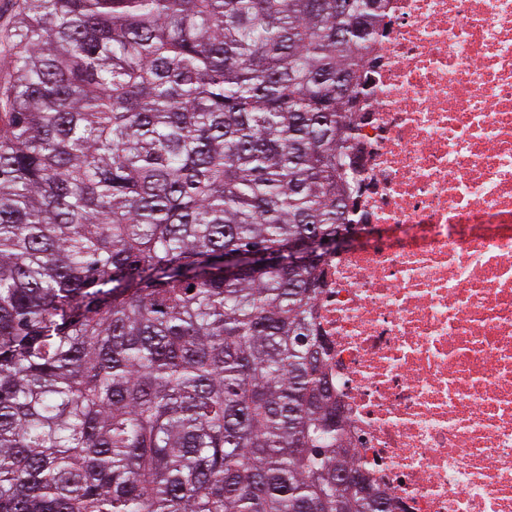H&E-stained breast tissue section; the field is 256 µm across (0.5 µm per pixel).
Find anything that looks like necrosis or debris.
<instances>
[{
  "label": "necrosis or debris",
  "mask_w": 512,
  "mask_h": 512,
  "mask_svg": "<svg viewBox=\"0 0 512 512\" xmlns=\"http://www.w3.org/2000/svg\"><path fill=\"white\" fill-rule=\"evenodd\" d=\"M317 322L401 512H512V0H391Z\"/></svg>",
  "instance_id": "obj_1"
}]
</instances>
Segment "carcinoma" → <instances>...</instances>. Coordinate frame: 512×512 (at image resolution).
Returning a JSON list of instances; mask_svg holds the SVG:
<instances>
[{"label": "carcinoma", "instance_id": "cac0c4a2", "mask_svg": "<svg viewBox=\"0 0 512 512\" xmlns=\"http://www.w3.org/2000/svg\"><path fill=\"white\" fill-rule=\"evenodd\" d=\"M389 7L17 4L0 512L397 510L332 390L325 272L288 263L292 240L352 225L344 166Z\"/></svg>", "mask_w": 512, "mask_h": 512}]
</instances>
